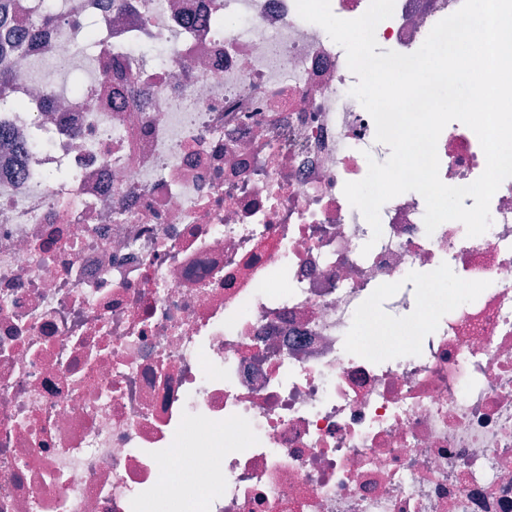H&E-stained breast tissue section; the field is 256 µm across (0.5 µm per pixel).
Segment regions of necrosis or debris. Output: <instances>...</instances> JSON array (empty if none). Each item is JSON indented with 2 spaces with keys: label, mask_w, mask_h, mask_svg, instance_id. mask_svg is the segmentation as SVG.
<instances>
[{
  "label": "necrosis or debris",
  "mask_w": 512,
  "mask_h": 512,
  "mask_svg": "<svg viewBox=\"0 0 512 512\" xmlns=\"http://www.w3.org/2000/svg\"><path fill=\"white\" fill-rule=\"evenodd\" d=\"M16 2L0 512H512V178L480 236L407 192L373 239L343 187L389 149L295 0ZM461 4L395 0L376 40ZM437 152L485 169L462 123Z\"/></svg>",
  "instance_id": "necrosis-or-debris-1"
}]
</instances>
